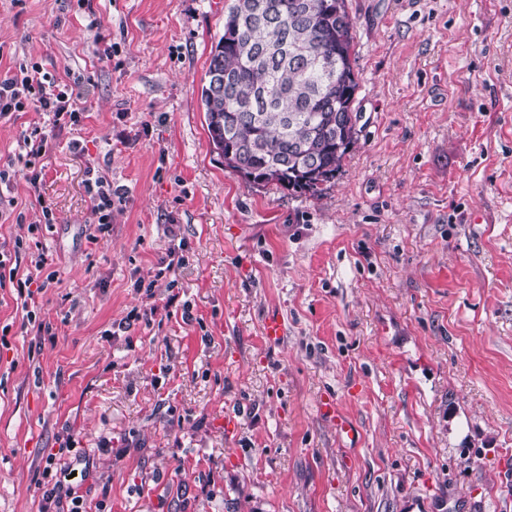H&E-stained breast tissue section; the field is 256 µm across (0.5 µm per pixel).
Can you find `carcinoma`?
I'll list each match as a JSON object with an SVG mask.
<instances>
[{"label": "carcinoma", "mask_w": 512, "mask_h": 512, "mask_svg": "<svg viewBox=\"0 0 512 512\" xmlns=\"http://www.w3.org/2000/svg\"><path fill=\"white\" fill-rule=\"evenodd\" d=\"M211 52L201 99L224 164L255 184L315 195L358 141L359 80L346 0H252Z\"/></svg>", "instance_id": "obj_1"}]
</instances>
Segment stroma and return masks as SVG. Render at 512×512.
<instances>
[{
  "label": "stroma",
  "mask_w": 512,
  "mask_h": 512,
  "mask_svg": "<svg viewBox=\"0 0 512 512\" xmlns=\"http://www.w3.org/2000/svg\"><path fill=\"white\" fill-rule=\"evenodd\" d=\"M231 3L0 0V73L38 64L81 110L35 187L18 141L44 115L0 119L25 215L0 247L57 275L51 341L0 288V512H40L67 436L87 512H512V0H347L359 140L315 196L209 140ZM91 168L123 197L104 234Z\"/></svg>",
  "instance_id": "obj_1"
}]
</instances>
